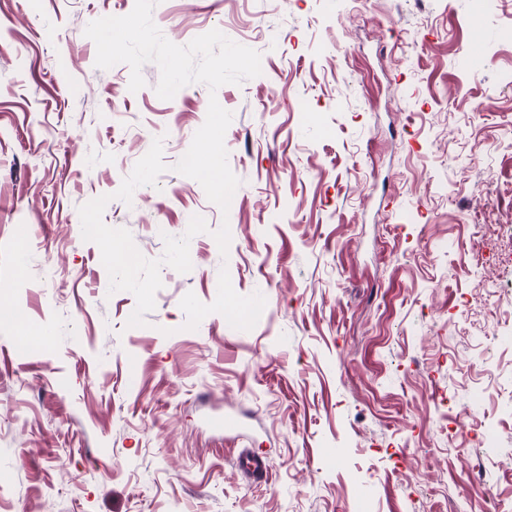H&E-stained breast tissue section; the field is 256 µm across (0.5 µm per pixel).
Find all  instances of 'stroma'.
Masks as SVG:
<instances>
[{"label": "stroma", "instance_id": "35a3bbf8", "mask_svg": "<svg viewBox=\"0 0 512 512\" xmlns=\"http://www.w3.org/2000/svg\"><path fill=\"white\" fill-rule=\"evenodd\" d=\"M134 4L0 0V512L512 505V0H158L174 44L261 55L174 101L95 65L86 26ZM213 97L225 212L174 169ZM223 268L258 323L185 329Z\"/></svg>", "mask_w": 512, "mask_h": 512}]
</instances>
